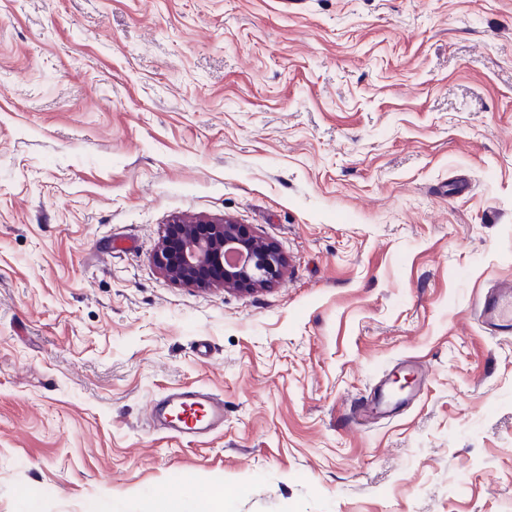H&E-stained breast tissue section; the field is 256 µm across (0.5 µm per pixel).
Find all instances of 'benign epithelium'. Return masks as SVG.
I'll return each instance as SVG.
<instances>
[{
  "label": "benign epithelium",
  "mask_w": 512,
  "mask_h": 512,
  "mask_svg": "<svg viewBox=\"0 0 512 512\" xmlns=\"http://www.w3.org/2000/svg\"><path fill=\"white\" fill-rule=\"evenodd\" d=\"M154 262L176 283L253 291L279 279L285 257L241 224L198 218L167 225Z\"/></svg>",
  "instance_id": "1"
}]
</instances>
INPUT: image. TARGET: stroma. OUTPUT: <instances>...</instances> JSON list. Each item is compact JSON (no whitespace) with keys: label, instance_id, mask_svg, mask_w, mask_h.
Listing matches in <instances>:
<instances>
[{"label":"stroma","instance_id":"35a3bbf8","mask_svg":"<svg viewBox=\"0 0 512 512\" xmlns=\"http://www.w3.org/2000/svg\"><path fill=\"white\" fill-rule=\"evenodd\" d=\"M199 217L281 279L163 276ZM506 276L512 0H0V512H512ZM475 312L483 326L495 335L512 334V278L494 281L477 299ZM150 414L153 422L177 437L193 440L224 425V401L199 387L187 386L154 401Z\"/></svg>","mask_w":512,"mask_h":512}]
</instances>
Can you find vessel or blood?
I'll return each instance as SVG.
<instances>
[{
  "label": "vessel or blood",
  "instance_id": "vessel-or-blood-1",
  "mask_svg": "<svg viewBox=\"0 0 512 512\" xmlns=\"http://www.w3.org/2000/svg\"><path fill=\"white\" fill-rule=\"evenodd\" d=\"M475 312L497 335L512 334V278L494 281L477 299ZM154 422L177 437L192 440L224 424V401L196 386L173 390L150 406Z\"/></svg>",
  "mask_w": 512,
  "mask_h": 512
}]
</instances>
